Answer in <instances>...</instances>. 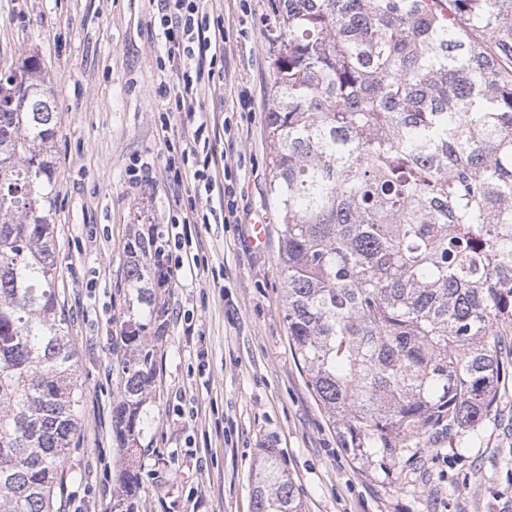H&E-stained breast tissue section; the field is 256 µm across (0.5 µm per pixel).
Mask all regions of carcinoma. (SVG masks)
<instances>
[{"mask_svg": "<svg viewBox=\"0 0 512 512\" xmlns=\"http://www.w3.org/2000/svg\"><path fill=\"white\" fill-rule=\"evenodd\" d=\"M266 116L288 342L352 461L476 430L512 370V0H278ZM56 112L40 62L0 76V512H64L82 394L55 286ZM157 224L126 247L112 432L142 447L171 287ZM111 512H137L118 468ZM254 512H303L258 450Z\"/></svg>", "mask_w": 512, "mask_h": 512, "instance_id": "obj_1", "label": "carcinoma"}]
</instances>
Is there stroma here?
Listing matches in <instances>:
<instances>
[{"mask_svg": "<svg viewBox=\"0 0 512 512\" xmlns=\"http://www.w3.org/2000/svg\"><path fill=\"white\" fill-rule=\"evenodd\" d=\"M276 0H202L224 25V69L194 118L168 111L180 73L161 68L148 28L157 0H0V71L36 57L55 93L56 281L78 352L80 430L66 454L64 512H110L119 488L112 407L132 225L170 228L189 207L183 267L172 268L160 388L140 451L141 512H253L252 469L275 449L304 512H512V375L474 432L408 449L397 478L363 472L309 389L288 344L265 117L273 99ZM206 124L207 155L182 158L183 125ZM150 168L130 180L131 159ZM229 173L230 198L204 201L190 174ZM183 182H175V174ZM237 221L225 223L227 200ZM268 219L264 247L251 221Z\"/></svg>", "mask_w": 512, "mask_h": 512, "instance_id": "35a3bbf8", "label": "stroma"}]
</instances>
